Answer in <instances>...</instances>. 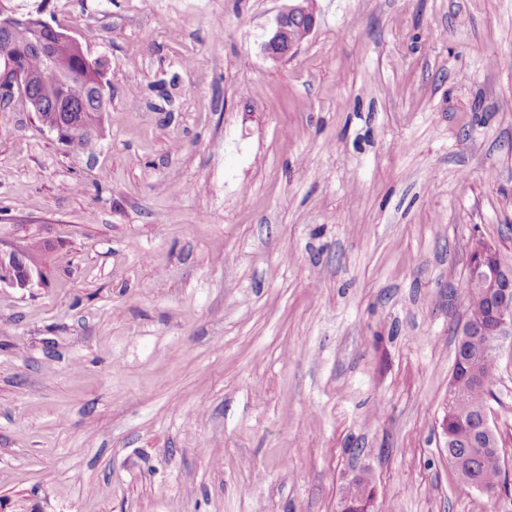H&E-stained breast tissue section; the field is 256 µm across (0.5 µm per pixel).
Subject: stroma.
I'll return each instance as SVG.
<instances>
[{
    "instance_id": "35a3bbf8",
    "label": "stroma",
    "mask_w": 512,
    "mask_h": 512,
    "mask_svg": "<svg viewBox=\"0 0 512 512\" xmlns=\"http://www.w3.org/2000/svg\"><path fill=\"white\" fill-rule=\"evenodd\" d=\"M0 0L103 62L76 152L0 108V512H512L440 421L473 239L512 265V0ZM490 420L512 481V337ZM298 2L280 11L269 30L267 40L263 43L265 54L274 61H283L292 57L302 44L295 35L297 23L302 22L308 37L316 24L312 0H291ZM307 4V5H305ZM19 253L37 256L39 252L47 250L46 244L23 240L15 244ZM14 246L3 249L0 246V283L12 288L25 290L32 288L43 278L42 267L39 262L20 256ZM370 481L365 478L359 476L357 478L356 483L351 486L347 487L343 496L347 497L350 500V505L347 501L341 500L340 503V512H348V508L350 506L351 512H364L365 506L363 505L362 499L365 498L367 490L370 485ZM368 494L370 495V510L368 511H377V492L375 488H369Z\"/></svg>"
}]
</instances>
